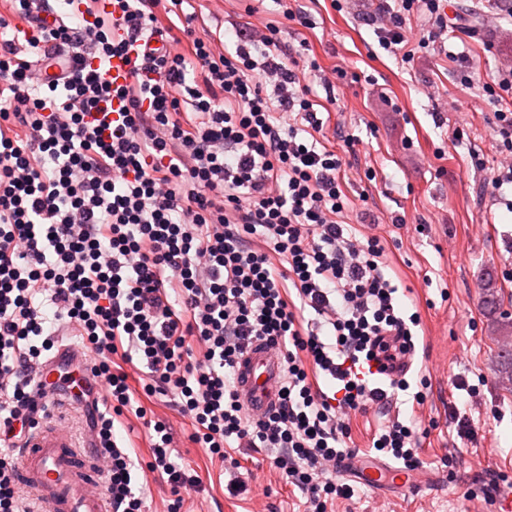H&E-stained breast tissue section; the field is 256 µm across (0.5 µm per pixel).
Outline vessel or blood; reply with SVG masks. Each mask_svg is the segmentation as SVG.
I'll use <instances>...</instances> for the list:
<instances>
[{"instance_id":"1","label":"vessel or blood","mask_w":512,"mask_h":512,"mask_svg":"<svg viewBox=\"0 0 512 512\" xmlns=\"http://www.w3.org/2000/svg\"><path fill=\"white\" fill-rule=\"evenodd\" d=\"M161 38L136 44V54L163 49ZM135 56H114L107 74L114 84L129 82ZM282 382V360L263 342H254L240 361L237 393L250 413L276 407ZM17 474L22 488L35 497L46 512H106L105 500L96 488V458L76 448L64 426L40 419L31 439L17 450Z\"/></svg>"}]
</instances>
